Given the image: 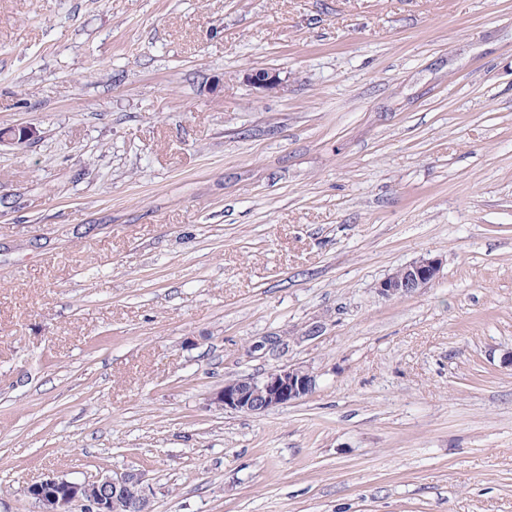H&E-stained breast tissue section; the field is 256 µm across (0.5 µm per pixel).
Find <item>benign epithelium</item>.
Returning a JSON list of instances; mask_svg holds the SVG:
<instances>
[{
  "label": "benign epithelium",
  "instance_id": "obj_1",
  "mask_svg": "<svg viewBox=\"0 0 512 512\" xmlns=\"http://www.w3.org/2000/svg\"><path fill=\"white\" fill-rule=\"evenodd\" d=\"M248 79L268 92L281 89V80L273 72L251 73ZM39 137L37 128L20 125L0 131V146L26 144ZM441 266L436 257H421L385 277L377 293L388 300L415 294L435 282ZM252 348L276 355L288 348V340L276 334L262 336ZM317 379L318 374L309 367L279 366L262 378L244 377L224 383L211 395L210 402L226 411L259 414L307 398L315 391ZM30 488L36 491L38 512H72L75 506L85 508V512H153L151 487L138 469L84 480L52 475Z\"/></svg>",
  "mask_w": 512,
  "mask_h": 512
}]
</instances>
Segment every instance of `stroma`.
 Wrapping results in <instances>:
<instances>
[{
  "mask_svg": "<svg viewBox=\"0 0 512 512\" xmlns=\"http://www.w3.org/2000/svg\"><path fill=\"white\" fill-rule=\"evenodd\" d=\"M18 124L0 512L126 469L154 512H512V0H0ZM282 365L315 392L210 403ZM40 137L39 130L31 125H20L0 131V146L3 144H26ZM442 262L436 257H421L389 274L377 286V293L392 300L428 288L438 278ZM317 379L318 374L309 367L279 366L262 378L225 382L210 402L227 411L259 414L307 398L315 391Z\"/></svg>",
  "mask_w": 512,
  "mask_h": 512,
  "instance_id": "obj_1",
  "label": "stroma"
}]
</instances>
